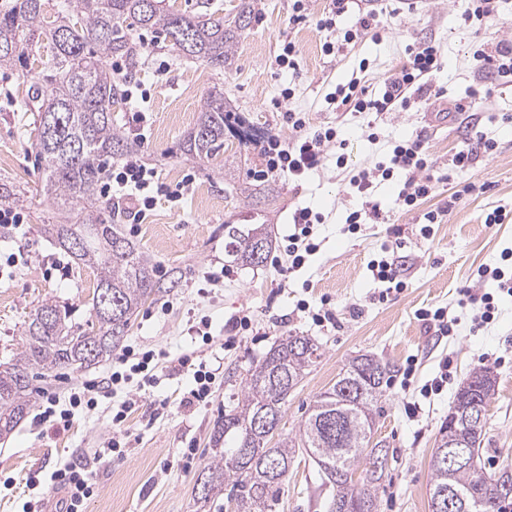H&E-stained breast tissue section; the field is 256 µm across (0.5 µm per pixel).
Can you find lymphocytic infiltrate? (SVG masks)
<instances>
[{"mask_svg": "<svg viewBox=\"0 0 512 512\" xmlns=\"http://www.w3.org/2000/svg\"><path fill=\"white\" fill-rule=\"evenodd\" d=\"M441 53L440 46L430 40L411 44L406 61L385 80L381 89H370L360 79L354 78L336 87L327 95L326 101L331 106L377 119L383 114L407 109L415 92L425 93L434 99L441 98L442 90L433 88L431 84L433 73L441 66ZM282 119L291 134L285 141L277 137L268 138L261 146V165L252 172L256 180L271 177H285L291 181L301 179L308 171L321 166L329 147L341 150L346 144L340 126H311L301 112H283ZM394 178L399 181L397 200L405 210H415L434 193L438 179L421 138L394 142L386 160L359 169L352 175L349 187L360 196L362 203L360 209L349 212L346 217L349 233H357L363 219H370L375 224L382 220V210L372 197V189ZM192 182L189 176L175 184L160 182L155 169L131 158L113 164L106 181L100 186V194L109 201L129 202L132 206L131 219L137 224L151 210L157 196L162 195L169 202L178 203ZM323 221L322 213L309 207L293 212V231L287 236L286 247L289 271L302 269L308 256L316 252L314 228ZM154 359L153 351L124 349L115 359L107 380L108 387L117 390L133 383L141 387L155 384ZM95 388V382L91 381L83 390L72 392L69 406L65 409L58 408L54 398H46L40 407V420L68 427L76 409L96 408ZM47 482L63 493L60 512H85L87 501L99 490L94 472L85 467L66 466L48 476L37 472L28 478L29 485L35 487Z\"/></svg>", "mask_w": 512, "mask_h": 512, "instance_id": "obj_1", "label": "lymphocytic infiltrate"}]
</instances>
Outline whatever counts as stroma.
Listing matches in <instances>:
<instances>
[{
  "mask_svg": "<svg viewBox=\"0 0 512 512\" xmlns=\"http://www.w3.org/2000/svg\"><path fill=\"white\" fill-rule=\"evenodd\" d=\"M328 5V0H311L305 20L296 22L291 0H255V18L236 47L232 66L221 74L179 55L154 33L139 32L144 64L136 79L148 92L145 108L152 126L134 156L155 167L163 182L194 178L180 204L161 196L142 223H129L123 212L117 218L145 255L181 278L180 288L139 309L124 340L125 346L159 353V382L137 392L120 457L104 459L99 450L112 432L110 410L125 400L124 391L103 389L97 410L76 412L64 430L28 412L15 431L0 440V512H23L28 504L49 499L48 486L30 487L27 478L33 471L49 473L64 463L97 471L100 492L88 500L86 512H195L193 486L207 461L215 422L239 392L250 365L290 332L316 339L322 356L289 396L281 434L298 432L316 396L335 383L355 355H373L394 369L383 387L372 434L391 454L378 512H431L435 436L472 368L490 366L499 381L482 461L490 471L512 463V299L503 298L497 319L477 330L473 320L478 307L461 294L475 284L479 267L502 266V250L512 247V86L486 94L487 80L471 60L476 45L491 53L512 40V0H500L498 17L483 24L463 22L466 0H429L413 14L406 12L402 0H370L375 22L384 28L381 40L363 39L336 57L325 55L322 45L340 38L356 17L344 15L337 18L335 30H319L316 20ZM429 39L443 51V65L433 83L443 88L444 98L433 102L423 94L413 96L409 110L378 121L377 141L368 140L364 116L326 103L327 93L355 77L380 88L404 60L406 46ZM287 42L296 46V67L280 71L274 61ZM363 60L368 63L364 71L358 68ZM286 87L294 94L284 102L280 94ZM219 89L233 111L264 135L288 139L281 116L288 109L307 113L312 125L338 123L346 132L347 167L337 168L335 151H328L323 166L301 181L270 179L273 197L261 203L273 252L279 256L295 208L310 207L325 216L316 229L319 251L295 273L267 263L236 265L223 284L205 280L206 272L229 266L224 227L241 219L244 208L237 186L249 180L260 163L258 150L241 149L230 136L224 140L223 157L202 161L182 153L184 135L210 93ZM28 91L21 68H0V183L24 190L28 216L19 228L0 226V363L20 350L28 320L44 302L66 308L73 323L90 322L96 288L94 273L76 265L41 231L53 207L35 191V114L29 109ZM461 110L474 113L473 124L495 137L498 148L478 158L470 170L452 174L448 160L469 136V125L455 117ZM416 135L424 139L442 176L433 196L420 209L407 212L395 203L396 185L383 184L374 199L384 212V223H365L358 233H348L345 218L361 206L349 189L350 177L385 160L391 140ZM468 181L484 184L485 192L463 196L443 223L434 225L432 235L422 237L423 211L444 205ZM497 208L505 212L504 222L486 223L487 214ZM395 253L403 258L407 286L382 301L381 286L368 265ZM303 299L313 306L327 301L334 323H314L298 308ZM439 307L457 322L452 336L434 335L417 316L419 310ZM246 313L253 317V335H234L231 319ZM204 319L211 323L209 343L195 334ZM185 355L217 370L207 402L187 401L195 383L191 367L177 365ZM446 357L452 361L447 391L423 398L421 387ZM112 365L108 358L87 369L62 370L38 378L33 386L64 402L71 389L86 380L107 378ZM408 367L414 375L407 381L403 372ZM413 403L421 406L414 418L406 413ZM189 448L194 451L190 459L184 456ZM329 499L317 465L302 452L288 470L274 512H329Z\"/></svg>",
  "mask_w": 512,
  "mask_h": 512,
  "instance_id": "obj_1",
  "label": "stroma"
}]
</instances>
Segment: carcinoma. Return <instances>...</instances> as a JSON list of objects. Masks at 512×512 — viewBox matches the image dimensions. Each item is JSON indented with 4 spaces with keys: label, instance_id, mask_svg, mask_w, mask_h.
Wrapping results in <instances>:
<instances>
[{
    "label": "carcinoma",
    "instance_id": "cac0c4a2",
    "mask_svg": "<svg viewBox=\"0 0 512 512\" xmlns=\"http://www.w3.org/2000/svg\"><path fill=\"white\" fill-rule=\"evenodd\" d=\"M164 2L153 0L147 9L143 0H68L66 11L48 22L43 0H0V67L25 64L29 46L44 40L51 56L47 66L29 77L28 97L37 113L39 190L57 210V217L42 225L43 233L97 278L91 327L72 324L66 311L46 302L32 315L20 351L0 363V438L11 434L27 413L34 378L97 364L122 344L140 307L181 286L175 271H161L114 218L104 217L106 207L97 196L102 161L127 155L134 145L114 124L112 112L122 109V85L141 68L136 32H159L177 51L222 71L251 25L253 9L241 3L226 23L203 13H180ZM110 57L126 62L124 76L104 67L103 59ZM231 114L223 91L210 94L184 139V154L199 159L220 155L226 131L246 147L256 145L257 136L241 133L242 125ZM254 211L249 224L224 225V251L243 265H258L272 250L267 225L260 222L264 214L257 207ZM258 246L262 252L257 261ZM104 289L112 290V307L120 308L117 321L97 308ZM320 349L309 336L289 334L248 370L241 394L214 428L201 471L203 489L194 494L198 509L209 507L227 488L234 512H273L299 448L334 490L330 512H377L386 468H368L357 482L353 475L371 453L388 456V449L371 445L377 404L391 373L388 364L373 355L352 358L332 387L310 405L297 439L254 429L256 419L282 414L290 393L321 357ZM497 386L498 375L491 368H473L435 438L437 449L450 437L476 451L473 465H431V493L452 487L460 495L450 512H512V500H493V484H512V466L487 473L481 465L486 423L464 421L477 406L488 411Z\"/></svg>",
    "mask_w": 512,
    "mask_h": 512
}]
</instances>
